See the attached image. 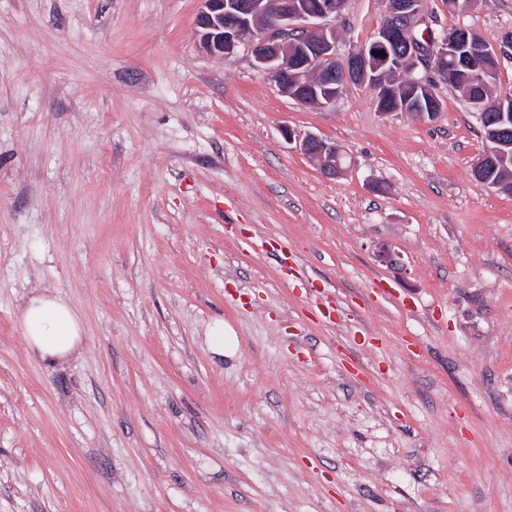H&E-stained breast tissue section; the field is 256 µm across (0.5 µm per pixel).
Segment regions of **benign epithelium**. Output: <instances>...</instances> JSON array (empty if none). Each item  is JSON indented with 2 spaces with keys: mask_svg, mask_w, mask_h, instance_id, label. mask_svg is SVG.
<instances>
[{
  "mask_svg": "<svg viewBox=\"0 0 512 512\" xmlns=\"http://www.w3.org/2000/svg\"><path fill=\"white\" fill-rule=\"evenodd\" d=\"M196 17L203 51L214 57L232 54L250 42L256 66L267 72L287 96L321 108L336 102L349 84L368 86L376 100L388 89L390 74L411 78L414 92L433 93L431 75L445 78L463 70L469 81L487 86L496 76L501 59L512 56V33L498 43L477 41L462 27H435L423 0H385L382 26L373 41L336 56V24L343 18L346 0H322L314 12L301 0H201ZM382 56L377 57L375 53ZM503 125L512 121V93L495 103ZM491 147L475 163L478 181L503 193H512V143L501 131L491 130ZM296 147L327 179L343 177L346 150L335 142L308 134ZM502 178L484 179L487 169Z\"/></svg>",
  "mask_w": 512,
  "mask_h": 512,
  "instance_id": "1",
  "label": "benign epithelium"
}]
</instances>
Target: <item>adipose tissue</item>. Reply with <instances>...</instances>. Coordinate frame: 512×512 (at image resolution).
Segmentation results:
<instances>
[{
	"label": "adipose tissue",
	"instance_id": "adipose-tissue-1",
	"mask_svg": "<svg viewBox=\"0 0 512 512\" xmlns=\"http://www.w3.org/2000/svg\"><path fill=\"white\" fill-rule=\"evenodd\" d=\"M22 332L42 356L59 358L79 344L82 327L77 314L54 296L31 298L21 315Z\"/></svg>",
	"mask_w": 512,
	"mask_h": 512
}]
</instances>
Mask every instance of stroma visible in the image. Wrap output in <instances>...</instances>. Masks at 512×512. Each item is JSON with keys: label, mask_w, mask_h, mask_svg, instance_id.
<instances>
[{"label": "stroma", "mask_w": 512, "mask_h": 512, "mask_svg": "<svg viewBox=\"0 0 512 512\" xmlns=\"http://www.w3.org/2000/svg\"><path fill=\"white\" fill-rule=\"evenodd\" d=\"M427 6L512 31V0ZM200 8L0 0V512H512V194L472 175L475 108L302 104L203 52ZM384 15L347 0L339 53ZM46 293L61 360L21 329ZM296 147L327 179L342 178L348 170L341 161L347 152L336 142L308 134L296 141ZM21 328L29 345L43 357L59 358L79 344L82 327L77 314L54 296L31 298L21 315ZM224 334V323L220 321L215 322L208 333L209 347L219 355H224L226 350L233 351L237 347L236 337Z\"/></svg>", "instance_id": "stroma-1"}]
</instances>
